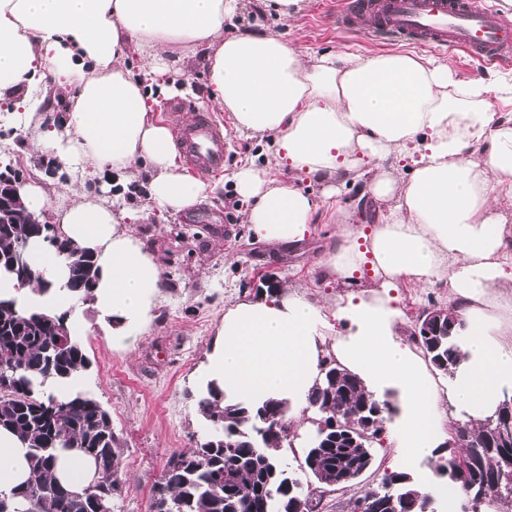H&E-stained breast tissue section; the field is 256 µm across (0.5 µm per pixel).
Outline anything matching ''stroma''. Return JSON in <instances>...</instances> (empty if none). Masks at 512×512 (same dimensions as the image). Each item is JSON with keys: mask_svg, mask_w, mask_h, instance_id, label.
<instances>
[{"mask_svg": "<svg viewBox=\"0 0 512 512\" xmlns=\"http://www.w3.org/2000/svg\"><path fill=\"white\" fill-rule=\"evenodd\" d=\"M334 0H301L300 10L280 21L268 0H246L240 30L275 32L304 54L362 56L383 53L384 45L365 37L358 28L337 27ZM413 53L448 64L456 79L512 80V67L479 65L463 52L440 51L416 45ZM12 105L0 103V167L11 165L20 181L35 175L51 176L58 189L72 181L67 170L57 167L48 154L29 153L22 130L11 119ZM259 147L255 141L232 136L230 157L219 179L223 190L206 202L177 214L151 212L137 220L132 231L164 273V288L154 317L134 350L113 351L101 331L82 340L91 367L82 375L84 391L109 412L121 451L117 473L120 490L112 512H150L154 486L169 458L194 448L204 433L197 413L199 391L193 375L209 348L225 309L236 300L264 297L253 285L255 271L276 273L280 286L304 287L311 298L334 304L361 293L362 283L347 284L322 277L318 260L336 244V220L331 210L321 211L305 239L281 248L254 237L244 222L246 204L236 195L233 174ZM116 173L87 178L83 187L108 193L116 206L135 210L147 203V175L127 185L116 182ZM447 307L448 291L442 286L404 288L398 306L402 314V339L410 341L420 315L431 306ZM376 468L365 473L359 487L323 497L320 512H350L358 488L377 484L381 470L395 467L396 450L385 442L375 458Z\"/></svg>", "mask_w": 512, "mask_h": 512, "instance_id": "1", "label": "stroma"}]
</instances>
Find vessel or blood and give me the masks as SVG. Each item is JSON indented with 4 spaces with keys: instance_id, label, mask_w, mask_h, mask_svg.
Here are the masks:
<instances>
[{
    "instance_id": "obj_1",
    "label": "vessel or blood",
    "mask_w": 512,
    "mask_h": 512,
    "mask_svg": "<svg viewBox=\"0 0 512 512\" xmlns=\"http://www.w3.org/2000/svg\"><path fill=\"white\" fill-rule=\"evenodd\" d=\"M371 18L365 35L379 43L411 42L460 50L486 65L512 63V19L482 0H341L336 23L348 27ZM228 134L206 109L185 115L173 141L194 168L221 173L228 159Z\"/></svg>"
}]
</instances>
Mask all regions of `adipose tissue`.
Wrapping results in <instances>:
<instances>
[{
	"label": "adipose tissue",
	"mask_w": 512,
	"mask_h": 512,
	"mask_svg": "<svg viewBox=\"0 0 512 512\" xmlns=\"http://www.w3.org/2000/svg\"><path fill=\"white\" fill-rule=\"evenodd\" d=\"M244 12L245 0H0V100L25 102L15 120L32 150L70 171H147L151 206L177 213L221 184L187 171L154 107L172 92V64L203 53L210 102L260 147V161L233 177L257 241L299 243L319 210L334 208L337 244L321 274L350 282L367 266L372 283L331 317L295 291L235 302L194 384L218 385L228 403L286 401L302 433L321 365L335 358L377 397L395 395L397 460L411 465L432 456L449 421L476 424L512 396V117L490 110L491 98L512 100V82H461L409 52L305 56L271 32L225 34ZM50 85L77 92L57 128L30 104ZM349 183L386 206L370 233L336 204ZM19 194L60 238L96 255L98 320L67 290L65 256L39 239L27 243L33 280L0 274V297L65 315L71 335L98 328L114 351L132 350L164 286L129 230L133 212L76 187L33 181ZM438 284L464 322L465 358L444 394L403 342L396 305L399 289ZM336 319L347 334H334ZM31 476L26 445L0 429V493Z\"/></svg>",
	"instance_id": "obj_1"
}]
</instances>
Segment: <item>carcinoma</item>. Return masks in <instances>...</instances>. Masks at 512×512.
Segmentation results:
<instances>
[{"instance_id": "obj_1", "label": "carcinoma", "mask_w": 512, "mask_h": 512, "mask_svg": "<svg viewBox=\"0 0 512 512\" xmlns=\"http://www.w3.org/2000/svg\"><path fill=\"white\" fill-rule=\"evenodd\" d=\"M17 213L11 224H0V270L11 272L12 254L29 239L40 238L70 261L68 291L78 301L91 300L98 276L94 255L59 238L50 224H24ZM65 316L22 310L13 299H0V428L12 430L27 442L33 482L0 496V512H97V503L112 502L118 491L120 453L109 413L95 398L82 392L60 399L48 388L65 383L90 367L82 342L61 336ZM461 317L453 309L442 316L441 327L425 336H413L432 367L451 375L461 362L458 345ZM376 397L351 373L333 365L311 395L315 420L329 427L318 447L316 466L309 464L306 448L300 471L281 462L282 439L289 434L286 406L274 400L260 405L223 403L216 387L200 393L199 414L206 432L196 447L173 455L155 485V512H287L307 497V512H316L307 474L315 482L323 475L344 478L340 489L350 488L374 465L375 445L383 430L366 431ZM463 451L438 448L436 471L460 483L467 491L461 512H481L490 503L500 512H512V487L492 491L502 449L490 443L487 422L475 430L455 428ZM74 451L100 463L106 478L69 493L51 475L57 453ZM470 459L465 473L453 467L456 458ZM433 497L422 492L405 471H384L377 485L360 491L353 512H436Z\"/></svg>"}]
</instances>
